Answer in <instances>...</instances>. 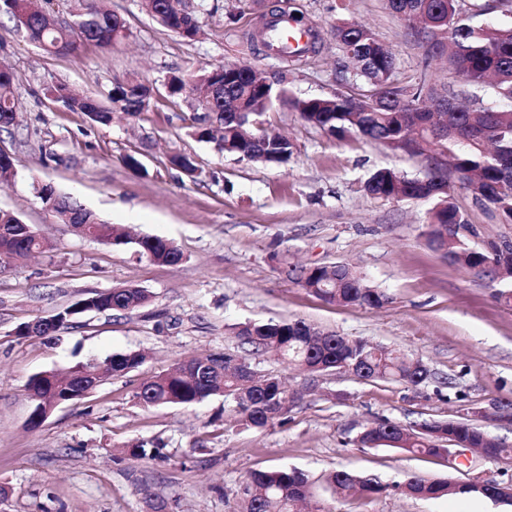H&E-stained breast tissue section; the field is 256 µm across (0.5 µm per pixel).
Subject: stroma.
Returning a JSON list of instances; mask_svg holds the SVG:
<instances>
[{
	"instance_id": "stroma-1",
	"label": "stroma",
	"mask_w": 512,
	"mask_h": 512,
	"mask_svg": "<svg viewBox=\"0 0 512 512\" xmlns=\"http://www.w3.org/2000/svg\"><path fill=\"white\" fill-rule=\"evenodd\" d=\"M186 2L201 26L196 40L162 27L142 0H104L125 20V38L109 50L81 43L59 54L41 51L0 13V62L13 73L19 103L17 124L0 129V151L15 160L13 176L0 186V210L51 245L0 265V512H149L153 499L164 501L165 512H238L235 491L244 478L280 466L304 470L315 501L335 512H504L476 494L364 500L333 493L329 477L339 470L459 484L498 476L502 463L475 464L467 454L452 466L443 454L355 445L379 418L409 424L455 417L449 393L432 385L412 390L323 376L287 422L261 431L226 424L220 397L189 408L146 409L134 400L143 380L176 360L231 347L230 325L298 318L423 360L471 406L512 400V307L497 301L488 280L427 245L430 202L376 198L364 189L380 168L415 176L421 158L356 137L336 139L279 106L266 113L265 125L291 140L293 154L285 164L255 163L199 140L201 111L189 99L162 94L147 112L100 125L47 95L48 85L61 82L106 104L128 77L160 87L172 74L235 61L286 71L295 97L330 96L352 87L329 34L341 17L371 27L395 53L397 83L426 73L461 89L438 61H426L417 36L385 0H279L320 35L318 53L295 62L270 55L257 39L255 0ZM177 153L194 159L195 177L171 166ZM130 155L140 169L126 165ZM41 183L132 236L172 242L182 261L156 265L138 259L133 246L78 235L45 209L36 194ZM455 197L475 231L472 243L512 242V224L500 223L464 189ZM332 262L356 266L390 303L380 310L329 304L285 274L292 264ZM128 283L145 288L150 301L130 312L80 315L53 336L16 334L25 322ZM126 352L147 359L29 427L31 376ZM155 438L165 443L162 457L125 455V445Z\"/></svg>"
}]
</instances>
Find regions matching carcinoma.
<instances>
[{
	"mask_svg": "<svg viewBox=\"0 0 512 512\" xmlns=\"http://www.w3.org/2000/svg\"><path fill=\"white\" fill-rule=\"evenodd\" d=\"M392 13L408 22L421 35L426 58L443 59L448 71L463 85L476 92L491 90L490 104L473 109L465 106L459 94L445 96L422 77L399 86L394 82L396 58L375 32L357 22L340 19L330 33L344 58L352 67L353 80L361 82L356 92H338L326 97L297 99L288 89L284 73L266 77L264 93L246 103L247 123L236 121L232 112L224 111V92H213V65L191 74L172 75L165 88L173 97H192L196 103L209 104L196 135L202 141L214 139L222 130L224 152L257 163H285L293 153L286 138L271 135L264 125V115L275 104L299 112L306 122L334 137L355 135L380 143L393 150H407L410 136L419 133L421 149L413 154L424 158L422 175L408 178L393 169L376 170L365 182V190L382 199L431 200L428 224L423 235L435 251L466 271L489 279L499 286L495 296L512 305V244L489 241L472 245L461 234L469 221L454 195L462 185L482 206L498 213L501 223L512 224V26L475 23L490 7L482 0H386ZM145 7L157 22L183 39L197 38L200 27L193 12L178 0H145ZM9 14L16 27L42 50L50 54L68 52L79 42L92 43L109 50L123 38L117 17L98 8L96 0H78L70 17L61 19L51 12L32 7V0H0V12ZM156 87L137 78L115 85L111 102L132 117L148 110ZM72 112H83L92 121L106 125L113 109L92 97L72 93L64 85L47 90ZM14 96L13 74L0 64V127L8 128L18 117ZM44 189L55 202L58 222L91 225L92 239L108 245H128L129 236L118 226L101 222L82 205L60 195L49 183ZM48 245L28 234L17 217L7 218L0 226V249L10 260L19 261L41 253ZM140 256L163 265H176L181 251L157 237H144L136 245ZM347 265L344 275H337L333 265H291L287 275L301 287L329 304L368 309L383 307L389 296L362 278ZM150 295L143 288L116 286L91 293L63 311L59 331L70 325L73 317L86 311L125 312L143 306ZM237 346L224 352L188 356L175 366L145 381L134 394L144 408L200 404L210 398H224V411L236 426L262 430L288 421V389L277 374L264 373L242 379L237 362L254 354L273 352L284 362L305 373L308 378L333 375L344 363H358L362 381H391L419 389L438 382L429 368H412V359L400 351L363 337L342 336L301 319L240 323L232 327ZM145 360L140 352L115 353L104 361L112 374H126ZM89 361L73 367L66 375L38 373L28 383L33 409L40 412L51 406V398L81 385L82 372L96 369ZM452 439L460 448H479L482 429L464 418L437 420L427 433L414 425H401L386 418L356 436L361 448L381 446L408 453L436 455L439 443ZM162 442L139 441L127 446L129 456L138 459L161 456ZM334 492L347 496L354 492L373 499L390 491L405 495L438 499L452 494L475 493L494 502L512 506V498L495 493L496 479L470 483L461 487L448 479H426L405 473L397 480L377 476H358L348 471L336 472L331 478ZM303 490H311L307 475L297 468H272L251 472L236 490L241 512H292L305 501Z\"/></svg>",
	"mask_w": 512,
	"mask_h": 512,
	"instance_id": "carcinoma-1",
	"label": "carcinoma"
}]
</instances>
